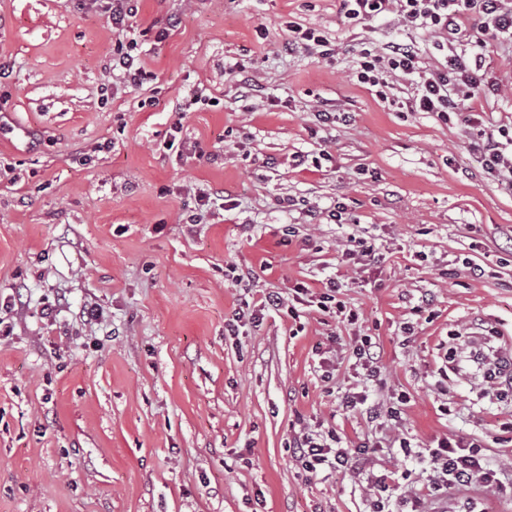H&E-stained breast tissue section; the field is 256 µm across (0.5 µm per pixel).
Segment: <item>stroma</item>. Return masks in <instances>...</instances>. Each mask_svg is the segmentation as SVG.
<instances>
[{"label":"stroma","instance_id":"stroma-1","mask_svg":"<svg viewBox=\"0 0 512 512\" xmlns=\"http://www.w3.org/2000/svg\"><path fill=\"white\" fill-rule=\"evenodd\" d=\"M291 21L335 56L283 52ZM130 37L147 73L136 90L82 0H0V512H365L363 477L306 473L288 446L333 430L376 445L375 473L417 469L385 447L387 417L341 405L348 388L383 412L405 393L412 446L476 437L512 467V405L483 398L482 368L435 387L448 347L512 350V193L469 148L512 125V46L487 59L499 86L472 100L473 127L401 113L409 80L383 97L358 83L364 41H415L430 68L446 54L390 17L350 25L339 0H141ZM320 108L352 119L322 125ZM177 121L183 148L169 150ZM323 149L319 172L293 168ZM353 237L383 262L342 263ZM231 267L285 309L226 333L260 299ZM330 279L356 322L294 292ZM364 336L381 350L376 381L350 356Z\"/></svg>","mask_w":512,"mask_h":512}]
</instances>
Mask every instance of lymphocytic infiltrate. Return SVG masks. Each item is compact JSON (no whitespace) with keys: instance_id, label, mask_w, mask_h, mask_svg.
Returning a JSON list of instances; mask_svg holds the SVG:
<instances>
[{"instance_id":"1","label":"lymphocytic infiltrate","mask_w":512,"mask_h":512,"mask_svg":"<svg viewBox=\"0 0 512 512\" xmlns=\"http://www.w3.org/2000/svg\"><path fill=\"white\" fill-rule=\"evenodd\" d=\"M344 15L352 24H362L389 14L406 28L430 32L438 47L448 50L446 64L424 67L422 52L412 42L376 46L363 43L358 51L354 74L359 83L387 89L396 77L414 81L407 106L411 112H429L442 121L459 115L463 99L475 98L486 84L485 59L496 43H512V0H341ZM479 19L482 36L467 41L465 26ZM481 160L484 173L504 189L512 191V132L480 133L470 144ZM291 446L304 471L318 474L342 469L365 476L370 512H392L387 491L391 475H375L369 448H346L335 432L297 433ZM404 456L419 454L427 458L423 472L402 471L407 487L423 485L430 496L447 497L449 491H503L504 471L491 466L485 448L474 438H442L436 447L413 449L408 438L398 440Z\"/></svg>"}]
</instances>
